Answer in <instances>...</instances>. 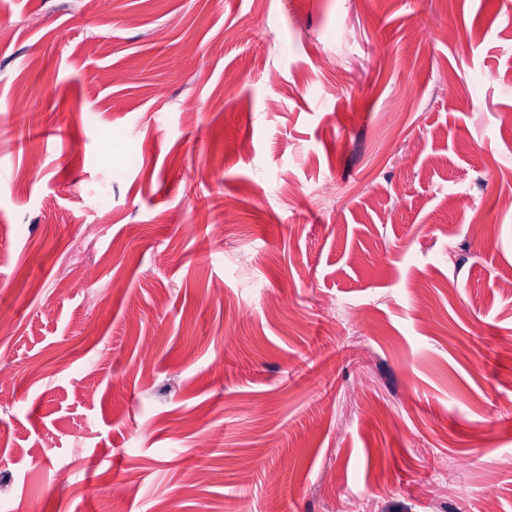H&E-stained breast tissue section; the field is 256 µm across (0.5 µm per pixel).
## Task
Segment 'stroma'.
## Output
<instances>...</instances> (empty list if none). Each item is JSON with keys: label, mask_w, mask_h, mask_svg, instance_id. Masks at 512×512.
<instances>
[{"label": "stroma", "mask_w": 512, "mask_h": 512, "mask_svg": "<svg viewBox=\"0 0 512 512\" xmlns=\"http://www.w3.org/2000/svg\"><path fill=\"white\" fill-rule=\"evenodd\" d=\"M1 27L8 512H512V0Z\"/></svg>", "instance_id": "obj_1"}]
</instances>
